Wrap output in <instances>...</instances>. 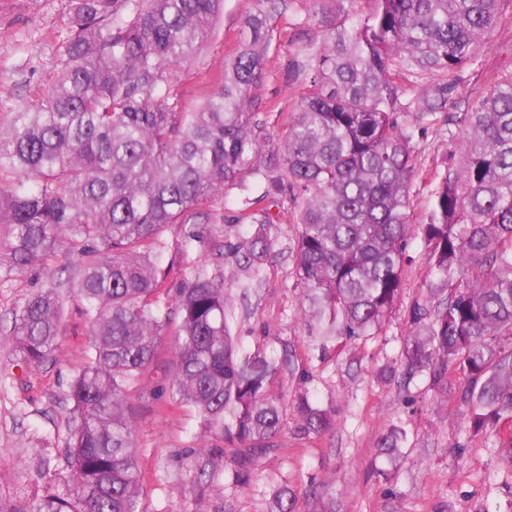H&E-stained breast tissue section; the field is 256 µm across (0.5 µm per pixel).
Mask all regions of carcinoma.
<instances>
[{"label":"carcinoma","mask_w":512,"mask_h":512,"mask_svg":"<svg viewBox=\"0 0 512 512\" xmlns=\"http://www.w3.org/2000/svg\"><path fill=\"white\" fill-rule=\"evenodd\" d=\"M48 92L0 123V245L7 272L55 256L84 258L77 294L88 324L87 363L71 384L65 491L22 511L138 512L140 471L128 392L171 325L176 352L171 399L190 407L199 439L221 438L232 483L247 486L275 451L281 398L269 393L276 361L240 352L225 311L224 279L198 274L160 306L162 270L153 248L170 224L197 242L205 207L229 188L243 194L240 220L253 231L235 246L244 269L273 248L264 205L271 191L297 205L294 274L333 340L380 335L406 305L402 380L466 377L463 420L475 436L512 424V73L450 121L462 162L437 174L428 221L413 220L416 136L439 123L462 70L477 62L498 27L504 0H312L337 5L321 45L298 70L300 104L279 143L280 177L250 196L244 175L269 145L264 106L252 89L265 77L271 21L289 0H255L232 58L194 105L172 89L173 71L205 51L224 0H74ZM432 85L402 100L403 83ZM426 251L429 283L409 302L403 275L410 241ZM61 284L52 280L15 313L16 357L39 364L62 335ZM291 406L303 434L333 425L335 409L305 388ZM404 428L390 426L380 452L401 455ZM201 444L181 479L217 474ZM269 512H298L281 485Z\"/></svg>","instance_id":"carcinoma-1"}]
</instances>
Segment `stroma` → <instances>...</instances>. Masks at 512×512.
Instances as JSON below:
<instances>
[{
  "label": "stroma",
  "mask_w": 512,
  "mask_h": 512,
  "mask_svg": "<svg viewBox=\"0 0 512 512\" xmlns=\"http://www.w3.org/2000/svg\"><path fill=\"white\" fill-rule=\"evenodd\" d=\"M254 0H224L206 52L174 73L172 84L185 101L195 102L204 80L217 74L242 37L241 20ZM72 0H0V122L18 103L34 101L50 84L65 38ZM308 0H292L271 22L266 76L255 88L268 113L271 133L282 134L295 111L300 87L293 63L301 46L322 41L324 26L309 16ZM512 72V0L478 63L466 68L448 101L457 112L486 95ZM417 172L412 180L414 220L425 223L437 172L452 145L429 130L417 137ZM275 222L274 245L256 269L240 268L230 243L251 232L237 221L242 199L227 190L209 204L210 222L198 242L184 244L181 227L161 235L159 265L166 303L194 274L220 275L232 300L230 331L246 351L261 349L280 364L270 390L280 394L309 389L336 410L325 433L298 431L291 409L254 485L234 487L219 472L205 487L175 486L172 476L190 464L198 443L191 408L168 394L175 354L164 335L157 355L128 398L141 468L139 512H268L274 487L288 485L301 512H512V466L494 448V433L472 436L460 418L458 394L466 379L449 368L439 386L429 378L411 383L383 381L380 370L399 355L407 331L403 310L393 313L383 334L356 346L341 343L321 355L304 323L303 289L293 273L295 213L280 198L266 201ZM44 285L40 270L0 268V502L21 508L53 488L65 466L69 433L67 393L87 362V327L82 304L66 294L59 349L44 363L28 366L12 355L13 313ZM392 424L405 426L408 440L398 466L377 451L380 435Z\"/></svg>",
  "instance_id": "obj_1"
}]
</instances>
